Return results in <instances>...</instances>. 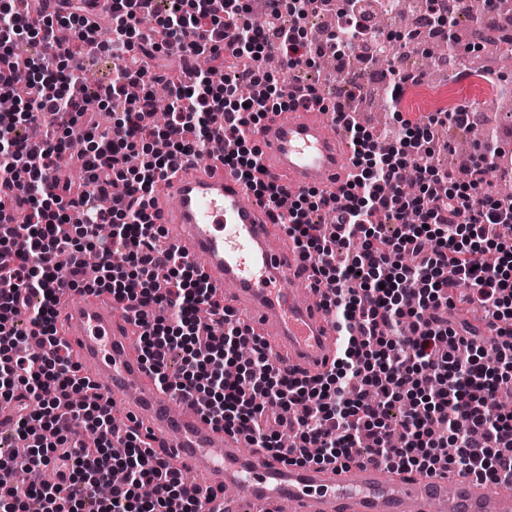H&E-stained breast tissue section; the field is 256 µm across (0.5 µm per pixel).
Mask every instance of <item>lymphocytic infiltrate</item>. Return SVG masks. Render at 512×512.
<instances>
[{
  "mask_svg": "<svg viewBox=\"0 0 512 512\" xmlns=\"http://www.w3.org/2000/svg\"><path fill=\"white\" fill-rule=\"evenodd\" d=\"M262 23L251 0H112L101 51L119 62L111 82L92 92L84 68L83 9L31 18L20 0H0V87L16 103L0 114V214L27 208L28 224L0 230L11 262L0 264V402L14 403L13 437L23 449L0 464V512H199L186 475L131 427H116L104 402L76 407L71 395L91 390L57 334L60 289L109 294L140 329L141 356L155 382L186 397L206 395L199 409L225 432L242 436L289 464L376 458L389 468H439L483 482L512 483V199L494 195L489 157L472 155L467 175L434 161L431 128L467 124L462 111L425 122L399 119L375 137L353 113L331 109L297 69L319 54L347 52L345 41L316 42L302 27L316 11L337 28L361 32L372 19L367 0H265ZM74 31L63 51L47 53L46 32ZM197 61L191 83L168 79V116L153 125L149 102L159 55ZM246 59L231 81L210 71L225 55ZM274 55L287 82L300 86L280 103L273 94L240 97L256 62ZM331 112L353 141L355 181L340 194H295L266 181L254 127L285 108ZM110 112L99 132L96 115ZM92 136L77 159L95 193L50 181L65 160L66 138ZM231 136L221 158L310 264L323 301L334 309L344 343L331 367L312 378L282 372L269 347L225 308L203 271L173 246L151 218L154 195L177 160L199 158ZM82 208L73 220L72 205ZM387 215L390 232L372 223ZM457 223H449V216ZM110 225L108 237L97 234ZM94 253L98 274L58 255ZM467 291H459V284ZM481 308L496 337L479 341L452 326L455 301ZM26 316L28 329L18 327ZM467 347V362L455 359ZM181 352V380L170 384L168 357ZM400 408L392 416V408ZM292 431L280 447L262 418ZM453 447L438 461L436 449ZM50 469L49 485L32 481ZM153 489L151 497L142 487Z\"/></svg>",
  "mask_w": 512,
  "mask_h": 512,
  "instance_id": "lymphocytic-infiltrate-1",
  "label": "lymphocytic infiltrate"
}]
</instances>
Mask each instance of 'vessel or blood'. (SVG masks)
I'll list each match as a JSON object with an SVG mask.
<instances>
[{
	"label": "vessel or blood",
	"instance_id": "b4317fda",
	"mask_svg": "<svg viewBox=\"0 0 512 512\" xmlns=\"http://www.w3.org/2000/svg\"><path fill=\"white\" fill-rule=\"evenodd\" d=\"M331 114L313 122L298 112L271 115L253 132L265 179L288 193L335 192L356 170ZM224 167L197 173L181 162L157 196L159 224L188 262L225 297L245 304L254 334L274 337L282 371L322 373L335 359L336 318L319 293L299 282V255L275 243L264 206ZM59 292V335L113 408L147 429L172 464L191 468L187 490L201 512H512V495L488 499L484 482L442 472L390 471L379 461L289 465L241 437L215 428L191 399L160 390L125 339L123 313L111 298L71 302Z\"/></svg>",
	"mask_w": 512,
	"mask_h": 512
}]
</instances>
